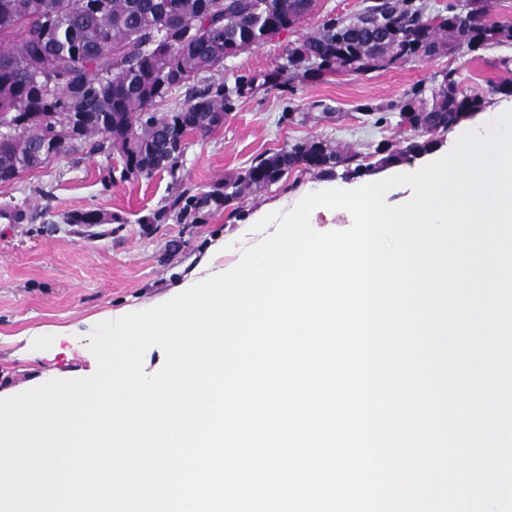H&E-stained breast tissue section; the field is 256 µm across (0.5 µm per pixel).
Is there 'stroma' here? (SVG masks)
I'll use <instances>...</instances> for the list:
<instances>
[{"label": "stroma", "instance_id": "obj_1", "mask_svg": "<svg viewBox=\"0 0 512 512\" xmlns=\"http://www.w3.org/2000/svg\"><path fill=\"white\" fill-rule=\"evenodd\" d=\"M364 0H317L298 25L262 46L226 58L220 73H203L172 89L154 110L164 114L195 89L237 76L282 66L289 43L314 33L330 18H349ZM512 44L429 61L393 64L364 74L332 73L318 82H292L241 98L222 127L192 136L176 172L121 177L113 151L59 156L0 187V210L23 214L20 224L0 222V391L29 389L42 373L81 376L94 359L85 336L44 339L47 326L101 323L113 313L158 305L193 276L215 240H223L222 263L237 261L250 242L254 213L287 200L323 178L299 168L276 183L250 192L230 206L212 205L197 218L154 214L169 208L178 192L200 194L224 177L244 173L258 158L294 143L320 139L331 146L369 156L379 145L398 150L408 137L396 115L378 120L372 108L406 98L414 85L455 71L464 86L488 92L506 75L502 58ZM98 210L111 224L84 229L66 223L67 214Z\"/></svg>", "mask_w": 512, "mask_h": 512}]
</instances>
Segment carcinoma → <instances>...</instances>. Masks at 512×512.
Returning <instances> with one entry per match:
<instances>
[{
    "mask_svg": "<svg viewBox=\"0 0 512 512\" xmlns=\"http://www.w3.org/2000/svg\"><path fill=\"white\" fill-rule=\"evenodd\" d=\"M176 4V22L162 9ZM471 18L457 4L428 14L413 0H377L349 22L331 18L288 48L301 81L335 72L364 74L398 62L424 61L465 49L475 53L512 41V27L489 19V0H469ZM300 0H0V113L27 103L33 119L0 131V173H26L71 152L129 144L137 164L175 169L170 140L185 128L202 135L240 98L282 84L281 69L254 72L234 85L193 91L159 116L156 102L203 70L224 67L226 48L259 46L301 22ZM487 104L484 94L461 86L448 71L438 83L416 86L405 100L367 111L423 114L428 130L399 150L377 148L381 166L431 150L444 131ZM358 155L320 140L297 143L224 178L201 195L178 193L170 210L183 218L211 203L227 204L249 189L279 181L293 168L354 176Z\"/></svg>",
    "mask_w": 512,
    "mask_h": 512,
    "instance_id": "cac0c4a2",
    "label": "carcinoma"
}]
</instances>
